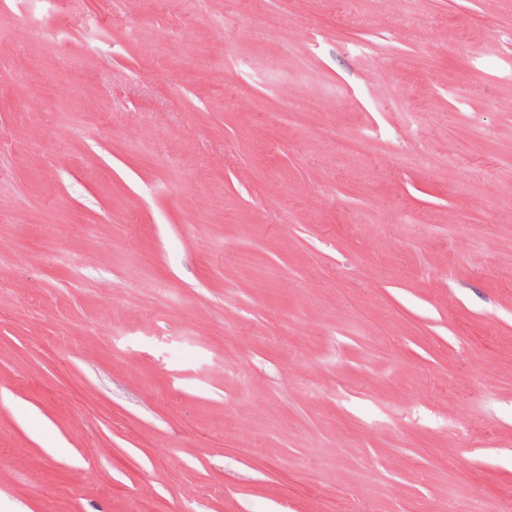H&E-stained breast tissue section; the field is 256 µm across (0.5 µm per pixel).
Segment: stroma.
I'll return each instance as SVG.
<instances>
[{
    "label": "stroma",
    "instance_id": "35a3bbf8",
    "mask_svg": "<svg viewBox=\"0 0 512 512\" xmlns=\"http://www.w3.org/2000/svg\"><path fill=\"white\" fill-rule=\"evenodd\" d=\"M331 496L512 512V0H0V512Z\"/></svg>",
    "mask_w": 512,
    "mask_h": 512
}]
</instances>
